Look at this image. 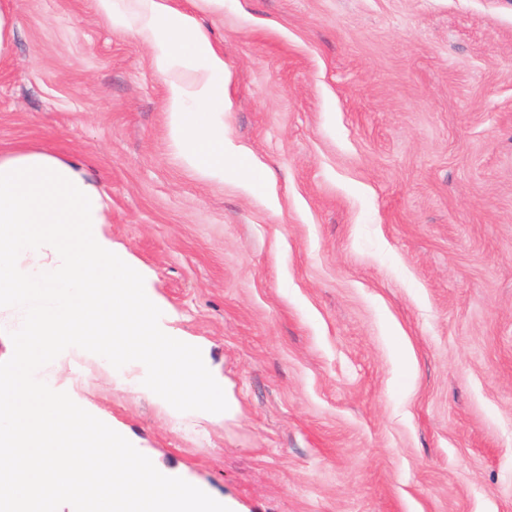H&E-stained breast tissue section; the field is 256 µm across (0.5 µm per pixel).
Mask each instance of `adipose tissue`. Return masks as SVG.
Masks as SVG:
<instances>
[{
  "mask_svg": "<svg viewBox=\"0 0 512 512\" xmlns=\"http://www.w3.org/2000/svg\"><path fill=\"white\" fill-rule=\"evenodd\" d=\"M111 23L154 39L153 66L167 82L170 137L186 164L208 179L224 176V160L236 148L224 138V55L196 19L170 0H138L134 16L119 12L115 0H94Z\"/></svg>",
  "mask_w": 512,
  "mask_h": 512,
  "instance_id": "ef3b65f1",
  "label": "adipose tissue"
}]
</instances>
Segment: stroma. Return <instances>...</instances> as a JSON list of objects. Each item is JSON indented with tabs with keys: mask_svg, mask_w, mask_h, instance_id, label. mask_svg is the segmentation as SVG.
<instances>
[{
	"mask_svg": "<svg viewBox=\"0 0 512 512\" xmlns=\"http://www.w3.org/2000/svg\"><path fill=\"white\" fill-rule=\"evenodd\" d=\"M172 4L224 53L223 179L94 0H0V156L98 182L233 411L170 416L71 348L59 390L232 512H512V0Z\"/></svg>",
	"mask_w": 512,
	"mask_h": 512,
	"instance_id": "stroma-1",
	"label": "stroma"
}]
</instances>
